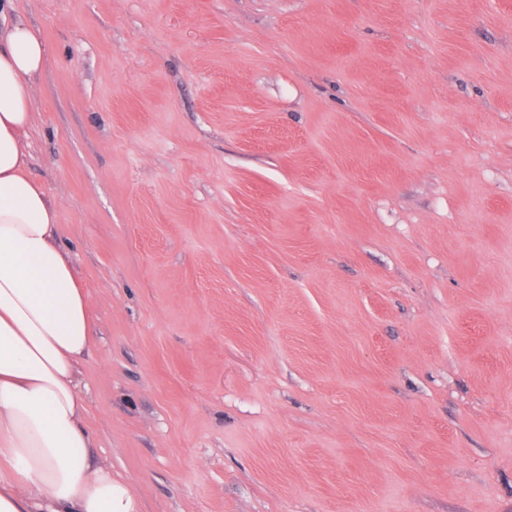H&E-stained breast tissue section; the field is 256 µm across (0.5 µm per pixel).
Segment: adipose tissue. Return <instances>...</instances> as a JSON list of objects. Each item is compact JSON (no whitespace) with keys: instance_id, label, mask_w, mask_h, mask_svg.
I'll return each mask as SVG.
<instances>
[{"instance_id":"obj_1","label":"adipose tissue","mask_w":512,"mask_h":512,"mask_svg":"<svg viewBox=\"0 0 512 512\" xmlns=\"http://www.w3.org/2000/svg\"><path fill=\"white\" fill-rule=\"evenodd\" d=\"M46 55L28 25L0 29V512H138L129 483L91 457L78 384L89 304L56 206L27 174Z\"/></svg>"}]
</instances>
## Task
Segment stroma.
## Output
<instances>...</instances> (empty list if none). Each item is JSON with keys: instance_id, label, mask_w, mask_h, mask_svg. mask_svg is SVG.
<instances>
[{"instance_id": "35a3bbf8", "label": "stroma", "mask_w": 512, "mask_h": 512, "mask_svg": "<svg viewBox=\"0 0 512 512\" xmlns=\"http://www.w3.org/2000/svg\"><path fill=\"white\" fill-rule=\"evenodd\" d=\"M7 18L139 512H512V0Z\"/></svg>"}]
</instances>
